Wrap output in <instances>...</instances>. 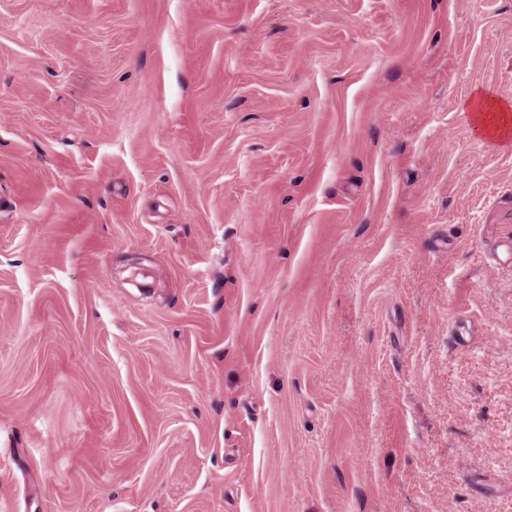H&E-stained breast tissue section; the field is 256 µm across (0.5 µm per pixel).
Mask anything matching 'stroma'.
Returning <instances> with one entry per match:
<instances>
[{"label": "stroma", "mask_w": 512, "mask_h": 512, "mask_svg": "<svg viewBox=\"0 0 512 512\" xmlns=\"http://www.w3.org/2000/svg\"><path fill=\"white\" fill-rule=\"evenodd\" d=\"M512 0H0V512H512ZM465 106L468 110L465 115L470 120L469 112L473 113L475 123L485 136L492 139L507 137L511 125L509 112L512 108L508 102L478 91Z\"/></svg>", "instance_id": "obj_1"}]
</instances>
